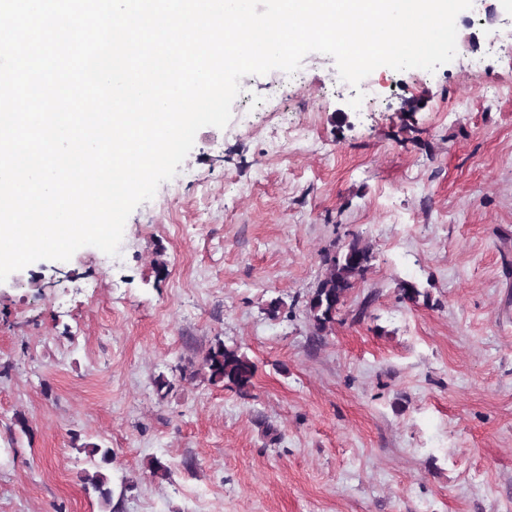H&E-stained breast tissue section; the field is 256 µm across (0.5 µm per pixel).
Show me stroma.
<instances>
[{"label": "stroma", "mask_w": 512, "mask_h": 512, "mask_svg": "<svg viewBox=\"0 0 512 512\" xmlns=\"http://www.w3.org/2000/svg\"><path fill=\"white\" fill-rule=\"evenodd\" d=\"M456 27L452 62L377 68L357 109L321 53L277 112L278 71L243 77L253 127L200 129L119 255L0 283V512H512V0ZM355 236L371 266L314 340L321 254ZM219 339L255 362L247 393L194 374ZM83 449L88 454L89 462L94 469L92 473H86L84 480L87 488L85 486V489L91 488L103 505L110 506L113 495L112 478L106 471L112 465V451L108 448H100L97 444L84 446Z\"/></svg>", "instance_id": "1"}]
</instances>
